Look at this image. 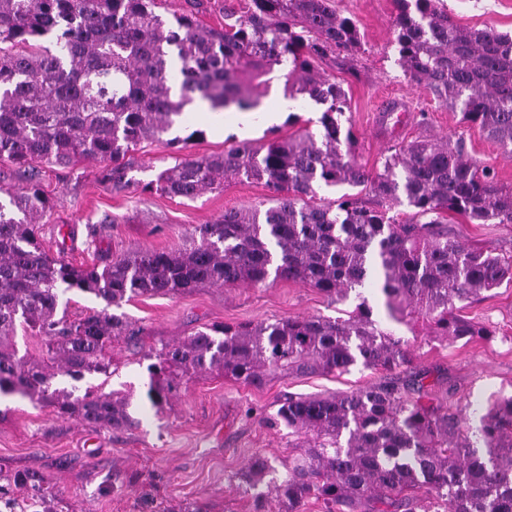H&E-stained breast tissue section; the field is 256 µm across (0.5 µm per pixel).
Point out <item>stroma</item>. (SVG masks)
Returning <instances> with one entry per match:
<instances>
[{"label":"stroma","instance_id":"1","mask_svg":"<svg viewBox=\"0 0 512 512\" xmlns=\"http://www.w3.org/2000/svg\"><path fill=\"white\" fill-rule=\"evenodd\" d=\"M454 20L465 27L495 26L512 34V0H444ZM354 18L361 49L354 72L337 71L347 107L341 118L352 128L359 161L376 171L389 149L423 135H462L469 154L492 164L500 182L512 187V154L490 142L475 125L439 106L430 90L412 82L395 63L394 0H336ZM322 106L305 102L276 125L263 124L259 113H208L191 103L173 134L191 136L194 156L227 151L243 140L257 143L287 139L318 130ZM167 137L144 142L132 158L135 185L117 192L98 178L95 162L61 169L40 167L39 181L51 209L40 231L46 250L65 248L68 259L81 263L142 249L181 247L197 225L208 224L228 209L266 208L271 192L264 182L231 180L195 199L142 191L141 183L171 165ZM475 247L493 249L512 261V224H469L454 218L448 227ZM354 300L330 302L309 285L288 280L263 285L206 286L174 297H138L122 310L145 329L146 344L174 341L193 328L212 322L257 323L320 315L345 316ZM467 317L486 322L498 334L492 342H440L422 325H395L398 337L415 353L412 372L425 375L432 398L463 408L477 419L491 395L512 394V287L486 293L465 308ZM118 371L105 390L129 392L137 426L115 434L69 418L51 407L33 405L18 395L0 397V480L30 470L55 485L60 495L53 512H140L151 494L159 512H178L194 501L205 512H252V500L238 475L257 454L280 461L291 455L285 428L266 420L291 394L328 395L378 382L372 370L344 374L276 377L255 389L217 374L190 379L163 410L146 398L148 374L126 345L113 343Z\"/></svg>","mask_w":512,"mask_h":512}]
</instances>
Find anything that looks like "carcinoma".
Wrapping results in <instances>:
<instances>
[{"instance_id":"cac0c4a2","label":"carcinoma","mask_w":512,"mask_h":512,"mask_svg":"<svg viewBox=\"0 0 512 512\" xmlns=\"http://www.w3.org/2000/svg\"><path fill=\"white\" fill-rule=\"evenodd\" d=\"M396 63L437 101L479 126L512 154V36L492 25H459L441 0H394ZM211 0H185L172 28L157 0H0V159L27 173L36 164H100L112 189L130 187L126 157L175 126L193 95L214 110L257 112L254 82L274 71L287 97L325 106L317 133L244 141L221 154L175 160L142 190L193 199L225 178L265 181L264 210L229 209L197 226L189 245L74 264L52 256L36 233L49 210L38 185L0 199V394L20 393L60 417L125 431L138 424L127 395L53 386L66 375L109 376L110 350L124 342L149 361L147 398L162 410L200 373L261 389L276 376L383 373L365 387L328 396L290 395L272 424L300 452L273 466L254 456L239 480L262 484L253 512H512V396L491 401L471 427L433 404L424 378L401 382L414 353L375 319L361 288L376 284L397 322L423 320L449 341H490L496 332L462 315V303L512 284V264L448 236L444 221L512 224V187L470 158L462 137L394 147L375 174L342 129L345 93L314 67L342 66L361 46L353 19L334 0H244L224 8V27L204 26ZM46 40L54 48L41 45ZM363 187L388 205L413 209L403 224L345 193ZM307 284L334 302L355 296L346 319L288 317L212 324L144 348V330L116 310L135 297L180 296L203 286L262 285L269 277ZM74 291L102 303L72 319L60 308ZM41 339L37 357L17 354V324ZM13 487L41 506L58 491L17 471ZM5 512L27 505L0 486Z\"/></svg>"}]
</instances>
